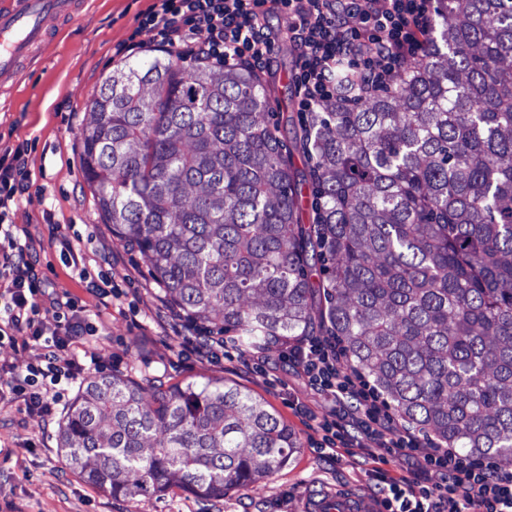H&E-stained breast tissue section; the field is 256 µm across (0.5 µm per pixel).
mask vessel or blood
Instances as JSON below:
<instances>
[{
	"label": "vessel or blood",
	"instance_id": "1",
	"mask_svg": "<svg viewBox=\"0 0 512 512\" xmlns=\"http://www.w3.org/2000/svg\"><path fill=\"white\" fill-rule=\"evenodd\" d=\"M75 0H0V87L15 81L51 35L52 21L75 18ZM309 512H369L368 501L328 494L312 500Z\"/></svg>",
	"mask_w": 512,
	"mask_h": 512
}]
</instances>
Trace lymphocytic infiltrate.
<instances>
[{"label":"lymphocytic infiltrate","instance_id":"obj_1","mask_svg":"<svg viewBox=\"0 0 512 512\" xmlns=\"http://www.w3.org/2000/svg\"><path fill=\"white\" fill-rule=\"evenodd\" d=\"M434 14L435 0H155L139 27L179 60L230 70H263L280 38H287L296 57V109L307 115L339 98L336 73L342 68L354 72L357 98L393 87L407 62L423 55ZM271 15L287 19L285 36L267 26ZM30 176L24 149L0 155V342L40 349L36 362L0 371V401L49 424L63 399L60 383L81 382L103 367L87 297L117 300L121 293L104 274L87 280L81 296L48 292L30 239L11 218ZM181 346L202 359L244 357L252 370L274 373L262 351L244 354L220 336L186 334ZM279 359L307 392L334 404L332 417L321 419L307 401L288 400L312 422L320 455L367 464L379 512H512V464L458 448L425 447L371 381L347 366L338 337L281 341ZM389 455L404 457L407 469H385Z\"/></svg>","mask_w":512,"mask_h":512}]
</instances>
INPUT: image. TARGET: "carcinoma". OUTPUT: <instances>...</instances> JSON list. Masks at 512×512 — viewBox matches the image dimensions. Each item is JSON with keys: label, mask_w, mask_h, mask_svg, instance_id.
Wrapping results in <instances>:
<instances>
[{"label": "carcinoma", "mask_w": 512, "mask_h": 512, "mask_svg": "<svg viewBox=\"0 0 512 512\" xmlns=\"http://www.w3.org/2000/svg\"><path fill=\"white\" fill-rule=\"evenodd\" d=\"M90 109L85 182L173 309L249 345L317 323L402 420L512 464V0H438L395 88L311 119L303 175L251 69L137 59ZM58 448L113 497L216 500L301 441L233 381L112 375L87 381Z\"/></svg>", "instance_id": "1"}]
</instances>
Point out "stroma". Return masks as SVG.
Returning a JSON list of instances; mask_svg holds the SVG:
<instances>
[{"label":"stroma","mask_w":512,"mask_h":512,"mask_svg":"<svg viewBox=\"0 0 512 512\" xmlns=\"http://www.w3.org/2000/svg\"><path fill=\"white\" fill-rule=\"evenodd\" d=\"M152 3L86 0L76 19L57 24L43 58L0 90V148L23 146L33 173L29 195L12 219L28 230L38 268L56 292L82 290L61 257L60 238L117 254L113 272L123 297L104 311L113 374L146 386L232 380L271 405L302 446L288 467L220 500L206 502L182 489L127 500L109 496L65 465L57 450V425L43 426L39 417L20 415L15 405L0 402V512L9 503L13 512H302L305 500L323 491L369 498V480L358 465L348 459L334 464L314 451V431L288 405L298 389L291 371H278L281 385L275 389L263 374L242 364L182 355L174 331L178 320L160 300L148 259L114 236L97 211L80 161L88 103L112 69L124 63L117 49L131 34L143 43L138 57L154 56L151 33L136 30L139 15ZM295 65L287 46H280L267 76L273 96L283 102L280 133L288 143L297 130L289 121L296 113L290 84Z\"/></svg>","instance_id":"stroma-1"}]
</instances>
